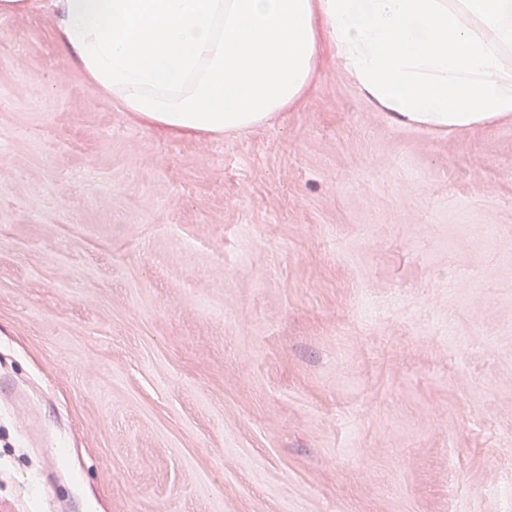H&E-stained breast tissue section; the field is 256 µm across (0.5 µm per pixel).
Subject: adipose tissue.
<instances>
[{"instance_id": "1", "label": "adipose tissue", "mask_w": 512, "mask_h": 512, "mask_svg": "<svg viewBox=\"0 0 512 512\" xmlns=\"http://www.w3.org/2000/svg\"><path fill=\"white\" fill-rule=\"evenodd\" d=\"M35 10L95 90L169 136L269 123L327 52L394 124L512 117V0H0Z\"/></svg>"}]
</instances>
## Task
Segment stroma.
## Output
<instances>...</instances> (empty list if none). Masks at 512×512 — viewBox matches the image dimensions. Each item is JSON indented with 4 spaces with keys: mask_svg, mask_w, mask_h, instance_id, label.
<instances>
[{
    "mask_svg": "<svg viewBox=\"0 0 512 512\" xmlns=\"http://www.w3.org/2000/svg\"><path fill=\"white\" fill-rule=\"evenodd\" d=\"M0 505L512 512V119L392 124L327 57L169 137L0 15Z\"/></svg>",
    "mask_w": 512,
    "mask_h": 512,
    "instance_id": "stroma-1",
    "label": "stroma"
}]
</instances>
